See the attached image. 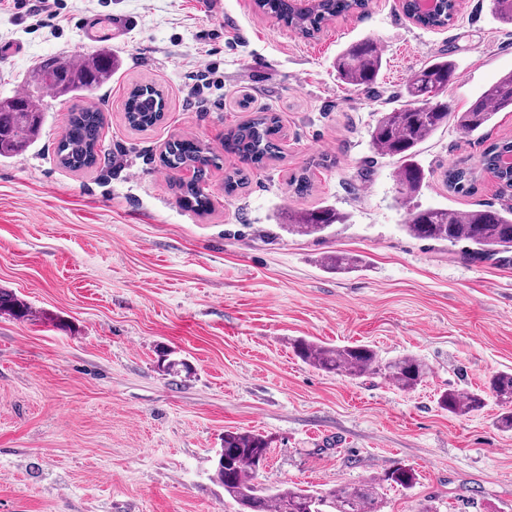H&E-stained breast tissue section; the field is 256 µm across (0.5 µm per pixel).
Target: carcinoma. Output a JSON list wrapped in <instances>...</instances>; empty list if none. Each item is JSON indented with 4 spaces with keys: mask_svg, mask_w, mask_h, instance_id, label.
<instances>
[{
    "mask_svg": "<svg viewBox=\"0 0 512 512\" xmlns=\"http://www.w3.org/2000/svg\"><path fill=\"white\" fill-rule=\"evenodd\" d=\"M364 0H315L305 13L288 10L286 0H254L256 9L272 15L304 37L319 33L327 21L342 13L363 12ZM491 11L505 24L512 25V0H489ZM383 57L370 39L350 44L336 59L337 76L355 88H367L378 77ZM113 60L106 53L92 55L75 65L57 59L41 62L31 73L30 81L39 88L72 100L107 83L112 78ZM457 78L454 61L440 55L425 64L399 93L402 104L383 111L371 132L377 154L400 162L399 193L411 201L421 191L425 171L416 163L421 143L440 129L455 122L466 134L485 129L499 112H512V73L502 75L482 91L463 112L448 105L445 93ZM165 101L153 85L134 87L125 103V120L134 128L149 127L163 118ZM44 111L34 97L26 95L0 101V158L24 154L42 131ZM103 114L91 107L74 105L68 127L56 146L58 163L69 169L89 168L97 164ZM279 118L274 112L260 111L249 120L232 127L226 133L228 149L261 166L279 158ZM512 154V141L491 144L483 153L485 167L497 164L498 158ZM163 164L171 170L193 168L195 179L178 184L184 203H198L201 185L215 157L209 149L198 145L188 151L184 143L174 141L162 155ZM448 191L468 194L476 184L472 168L455 164L444 173ZM345 217L339 212L322 208L288 213V233L299 236L322 234ZM405 232L414 238L438 243L462 245L463 253L472 263L501 261V255L512 252V205L460 211L449 208H412L408 212ZM326 266L340 272H354L359 265L347 256L329 255ZM9 311L25 317L29 309L13 294L0 289V312ZM293 351L303 363L326 373L352 379L366 374H383L403 391L416 389L426 378L429 367L412 355L386 359L367 345L333 346L313 340H293ZM493 396L500 407L497 425L503 432L512 431V370L493 374L486 389L460 392L443 390L438 397L441 409L455 416H467L486 405ZM270 442L260 433L251 431L224 432L215 468V476L237 506V512H380V490L385 484L409 487L416 475L404 468H395L360 484H345L325 492H314L288 486L271 493L257 482V474L268 459Z\"/></svg>",
    "mask_w": 512,
    "mask_h": 512,
    "instance_id": "1",
    "label": "carcinoma"
}]
</instances>
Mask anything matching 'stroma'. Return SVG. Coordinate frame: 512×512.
I'll use <instances>...</instances> for the list:
<instances>
[{
  "label": "stroma",
  "mask_w": 512,
  "mask_h": 512,
  "mask_svg": "<svg viewBox=\"0 0 512 512\" xmlns=\"http://www.w3.org/2000/svg\"><path fill=\"white\" fill-rule=\"evenodd\" d=\"M36 26L0 0V98L26 86L42 59L70 58L83 14L132 25L111 44L112 79L87 100L104 115L99 160L75 171L55 147L70 103L41 93L45 124L23 155L0 158V289L30 314L0 313V512H234L213 478L225 431L267 435L258 480L325 491L397 467L412 488L388 486L383 512H512V433L495 404L465 417L439 408L447 388L468 391L512 370V265L466 262L459 248L415 239L402 225L396 159L377 155L371 130L397 91L440 54L457 67L454 111L512 71V26L489 0H464L441 30L409 22L397 0H372L306 38L259 13L253 0H58ZM362 38L383 55L367 92L341 83L336 58ZM212 67V82L193 72ZM163 94V119L130 129L135 85ZM269 111L281 120V158L256 167L226 151V130ZM180 139L215 157L204 208L182 205L161 155ZM512 139V112L468 135L456 126L419 147L425 207L512 204L490 178L449 192L442 173L478 164ZM247 174L234 192L233 170ZM309 170L296 193L291 179ZM331 207L347 221L316 239L288 234L289 211ZM341 252L351 273L324 266ZM305 337L412 354L429 367L416 391L380 375L351 379L297 358ZM189 371H165L161 348Z\"/></svg>",
  "instance_id": "1"
}]
</instances>
